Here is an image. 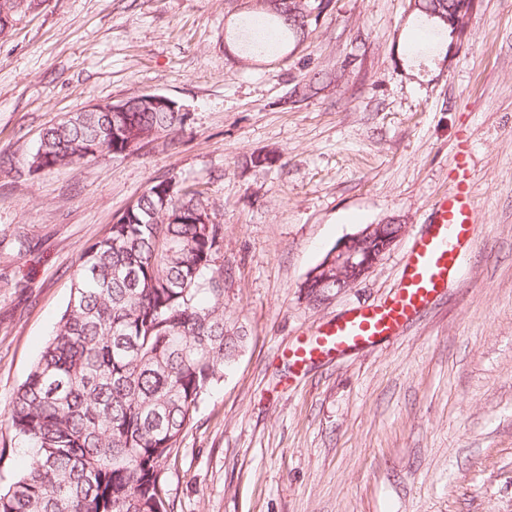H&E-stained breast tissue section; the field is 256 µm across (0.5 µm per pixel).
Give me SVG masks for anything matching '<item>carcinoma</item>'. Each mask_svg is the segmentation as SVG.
Here are the masks:
<instances>
[{
    "label": "carcinoma",
    "instance_id": "obj_1",
    "mask_svg": "<svg viewBox=\"0 0 512 512\" xmlns=\"http://www.w3.org/2000/svg\"><path fill=\"white\" fill-rule=\"evenodd\" d=\"M252 12L246 50L275 57L306 40L333 0H271ZM463 0H414L412 21L430 56L451 43ZM337 81L315 70L296 104ZM185 112H72L46 127L30 173L94 159L155 130L173 134ZM157 181L80 257L54 335L14 392L5 417L32 448L0 489V512H173L164 473L204 396L238 355L243 327L224 317V225L202 192L168 196Z\"/></svg>",
    "mask_w": 512,
    "mask_h": 512
}]
</instances>
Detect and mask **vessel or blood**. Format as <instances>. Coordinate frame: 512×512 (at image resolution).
<instances>
[{
	"label": "vessel or blood",
	"mask_w": 512,
	"mask_h": 512,
	"mask_svg": "<svg viewBox=\"0 0 512 512\" xmlns=\"http://www.w3.org/2000/svg\"><path fill=\"white\" fill-rule=\"evenodd\" d=\"M477 226L472 180L462 160L452 191L432 207L428 229L415 242L398 288L380 304L348 310L289 350L291 367L303 370L316 357L368 348L404 330L457 280L463 259L475 242Z\"/></svg>",
	"instance_id": "vessel-or-blood-1"
}]
</instances>
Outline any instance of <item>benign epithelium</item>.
<instances>
[{
    "label": "benign epithelium",
    "mask_w": 512,
    "mask_h": 512,
    "mask_svg": "<svg viewBox=\"0 0 512 512\" xmlns=\"http://www.w3.org/2000/svg\"><path fill=\"white\" fill-rule=\"evenodd\" d=\"M135 104L146 112L185 111L171 98L159 93L136 96ZM406 225L398 219L367 224L357 233L339 240L323 260L311 269L300 288L304 299L317 305L360 284L397 244Z\"/></svg>",
    "instance_id": "obj_1"
}]
</instances>
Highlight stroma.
Here are the masks:
<instances>
[{
	"mask_svg": "<svg viewBox=\"0 0 512 512\" xmlns=\"http://www.w3.org/2000/svg\"><path fill=\"white\" fill-rule=\"evenodd\" d=\"M407 10L334 0L263 59L234 39L239 0H27L0 37V409L83 251L151 182L197 183L247 340L168 465L174 512H512V0H479L447 60L408 54L423 34ZM311 65L338 82L281 107ZM150 91L189 109L174 137L27 174L45 126ZM463 154L479 225L459 280L399 335L289 379V349L396 288ZM392 218L406 232L365 280L304 299L338 240Z\"/></svg>",
	"mask_w": 512,
	"mask_h": 512,
	"instance_id": "stroma-1",
	"label": "stroma"
}]
</instances>
